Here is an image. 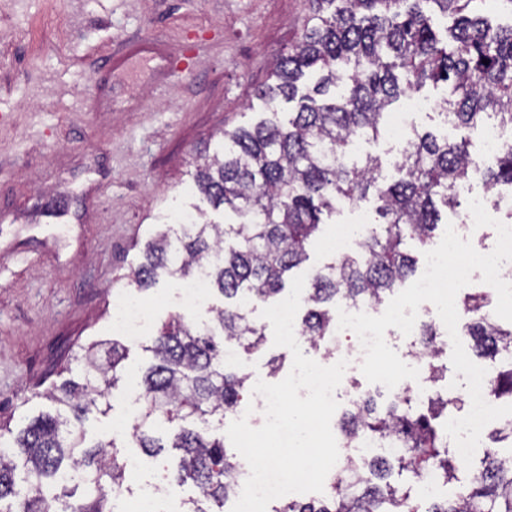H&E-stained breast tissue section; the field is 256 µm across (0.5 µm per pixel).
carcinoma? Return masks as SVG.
I'll list each match as a JSON object with an SVG mask.
<instances>
[{
	"label": "carcinoma",
	"instance_id": "1",
	"mask_svg": "<svg viewBox=\"0 0 512 512\" xmlns=\"http://www.w3.org/2000/svg\"><path fill=\"white\" fill-rule=\"evenodd\" d=\"M481 2L312 0L301 39L274 62V82L256 92L270 109L283 100L297 102L296 111L285 123L263 120L224 131L222 150L195 167L197 191L239 222L221 226L202 219L181 225L174 237L162 230L126 276L127 285L144 291L162 275L188 280L205 261L210 287L226 299L211 308L206 327L178 314L142 346L151 356L137 384L142 412L125 437L148 457L178 450L166 467L177 485L190 481L196 488L190 512H224L236 491L239 460L211 426L237 413L250 388L249 375L224 360V341L236 342L247 355L265 341L242 298L281 299L292 271L308 261L323 215L372 192L381 229L364 235L353 254L312 271L301 330L313 346L329 335L336 300L378 304L415 276L418 260L408 241L425 246L432 240L441 209L459 205L458 188L471 175L488 191L512 186V145L483 169L474 166L470 150V134L484 122L512 128V23L489 22ZM437 13L452 18L451 25L438 28ZM439 82L448 84L438 103L444 121L469 135L450 142L446 135L415 132L391 183L379 182L376 156L350 163L353 139H378L395 102ZM461 305L478 351L512 353V326L483 312L486 295L470 294ZM128 353L116 339L78 346L72 359L81 367L79 380L42 393L55 412L39 414L16 433L0 425V512H49L51 502L59 512H113L112 491L126 482V457L115 438L85 447L81 425L118 387ZM492 393L512 398V362L492 378ZM448 406L446 399H432L428 413L414 415L394 403L380 409L369 402L343 415L340 428L348 437L366 431L386 439L402 429L401 451L369 461L371 476L352 493L334 483L330 496L291 501L272 512H415L387 476L395 461L415 478L455 479L448 437L432 425ZM505 439L512 441V422L489 435L469 485L427 512H512V452L497 446ZM79 489L81 497L70 502Z\"/></svg>",
	"mask_w": 512,
	"mask_h": 512
}]
</instances>
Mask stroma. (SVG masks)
Here are the masks:
<instances>
[{
    "label": "stroma",
    "mask_w": 512,
    "mask_h": 512,
    "mask_svg": "<svg viewBox=\"0 0 512 512\" xmlns=\"http://www.w3.org/2000/svg\"><path fill=\"white\" fill-rule=\"evenodd\" d=\"M309 11L310 0H0V421L12 430L50 410L42 394L69 378L77 346L111 338L112 293L170 212L235 222L193 190L195 164L224 130L268 117L255 90ZM179 289L163 277L140 293L145 336L180 313ZM244 363L277 383L293 356L268 341ZM111 403L90 414L88 443L133 416Z\"/></svg>",
    "instance_id": "35a3bbf8"
}]
</instances>
